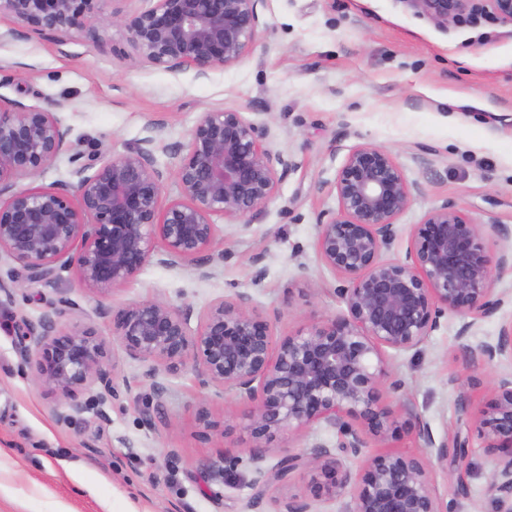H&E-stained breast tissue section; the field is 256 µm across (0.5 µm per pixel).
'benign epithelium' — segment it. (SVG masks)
<instances>
[{"mask_svg":"<svg viewBox=\"0 0 512 512\" xmlns=\"http://www.w3.org/2000/svg\"><path fill=\"white\" fill-rule=\"evenodd\" d=\"M101 2L0 0V18L71 37L122 27L137 60L192 69L199 77L240 61L258 33L260 0H153L131 15H107ZM398 2L443 31L487 16L512 27V0ZM53 107L0 106V195L8 194L0 202V254L21 264L34 282L73 267L84 288L108 294L152 262L169 269L196 265L215 247L213 218L250 220L298 167L274 149L268 126L222 109L201 113L166 170L157 164L156 137L148 135L121 155L76 169L74 185L19 187L18 180L43 172L70 150L69 130ZM169 181L176 193L164 204ZM415 189L389 151L358 145L347 154L334 184L338 212L318 222L316 235L321 262L340 280L335 292L346 309L340 318L277 340L245 294L212 304L194 331L190 310L157 299L112 312L123 352L150 363L148 377L160 367L176 375L190 366L199 386L230 390L251 403L246 429L254 447L299 436L315 424L338 429L336 446L316 442L281 455L271 468L263 466L264 453L252 455L253 485L261 495L288 485L299 471L311 475L309 494L275 500V512H312L311 500L333 501L349 490L352 512H444L432 488L436 464L455 474L448 486L456 495L469 494L459 468L468 439L456 432L437 442L409 404L383 400L403 388L390 353L418 348L450 313L463 320L457 340L467 349L475 321L493 316L503 302L484 225L446 203L416 225L405 258H386ZM67 314L64 301L24 324L30 344L20 350L38 385L55 396L64 421L83 410L74 401L79 389L99 387L103 404L120 398L95 330L64 325ZM472 355L488 363L512 356V326ZM402 413L416 421L425 452L378 454L352 476L344 458L384 440ZM474 418L486 447L499 452L489 489L500 512H512V376L494 381L490 401Z\"/></svg>","mask_w":512,"mask_h":512,"instance_id":"obj_1","label":"benign epithelium"}]
</instances>
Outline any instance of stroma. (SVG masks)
<instances>
[{"instance_id":"1","label":"stroma","mask_w":512,"mask_h":512,"mask_svg":"<svg viewBox=\"0 0 512 512\" xmlns=\"http://www.w3.org/2000/svg\"><path fill=\"white\" fill-rule=\"evenodd\" d=\"M252 51L207 77L135 61L124 29L99 41L27 32L0 41V98L56 104L73 151L82 158L126 152L155 128L160 166L169 147L186 144L201 113L224 109L267 123L276 149L299 166L263 213L244 225L217 219L213 274L194 266L151 263L124 287L99 295L74 270L48 282L26 281L22 265L0 259L22 288L0 294V512H273L275 498L307 492L309 474L256 496L250 485L252 440L247 403L219 388L198 390L192 370L146 375L147 363L125 356L112 332V310L143 299L191 308V326L213 302L245 294L270 318L276 336L340 317L338 279L319 259L316 223L338 208L336 174L349 150H389L417 184L398 218L388 256L404 258L410 236L441 204L485 225L495 286L505 294L492 317L476 322L472 347L512 324V269L497 262L512 242V28L489 18L450 31L406 10L400 0H260ZM68 301L74 321L95 329L116 368L120 400L97 405L96 388L78 391L85 410L57 416L21 357L23 322ZM449 316L417 349L391 357L410 402L435 439H470L463 472L468 497L448 489L443 469L433 489L445 512H498L489 490L495 456L484 446L466 405L490 397L494 379L512 373V357L466 363ZM469 384H449L450 373ZM167 387L163 399L153 382ZM207 409L214 428L199 420Z\"/></svg>"}]
</instances>
